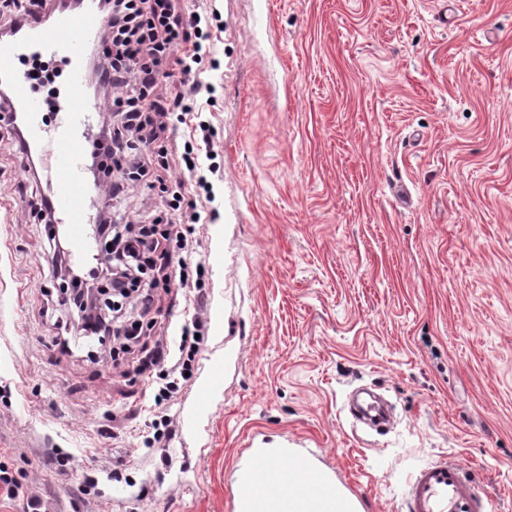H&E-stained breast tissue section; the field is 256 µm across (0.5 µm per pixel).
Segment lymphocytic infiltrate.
<instances>
[{
    "label": "lymphocytic infiltrate",
    "mask_w": 512,
    "mask_h": 512,
    "mask_svg": "<svg viewBox=\"0 0 512 512\" xmlns=\"http://www.w3.org/2000/svg\"><path fill=\"white\" fill-rule=\"evenodd\" d=\"M107 26L101 48L88 54L89 86L94 91L111 90L113 131L103 132L94 141L91 165L98 173L119 172L108 184L111 197H118L127 182L157 176L170 169L166 143L178 126L201 128V94H214V85H202L193 66L202 59V50L211 33L204 29L200 13L183 14L175 0H99ZM178 71H170L169 60ZM182 193L167 201L166 230L130 234L102 217L97 227L101 240L113 241L114 255L104 276L112 291V311L103 313L92 296V283L72 274L65 290L72 300L83 335L97 339L113 337L118 345L112 358L128 352L141 330L139 321L116 325L113 316L121 312L131 294H138L142 311H149L153 293L149 287L154 271V253L177 255L181 277H188L192 265L184 239L173 238L169 227L181 213Z\"/></svg>",
    "instance_id": "obj_1"
}]
</instances>
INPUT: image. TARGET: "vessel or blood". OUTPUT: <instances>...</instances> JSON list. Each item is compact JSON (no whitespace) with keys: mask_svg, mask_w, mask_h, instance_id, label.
<instances>
[{"mask_svg":"<svg viewBox=\"0 0 512 512\" xmlns=\"http://www.w3.org/2000/svg\"><path fill=\"white\" fill-rule=\"evenodd\" d=\"M106 19L97 0H75L51 18L25 16L10 36L0 39V84L13 92L8 113L22 127L31 152L50 150L49 188L39 200L50 223L66 231L70 253L82 261L91 252L89 226L93 223V198L89 193L83 140L104 111L87 92L85 61L90 46L100 43ZM57 59L66 70V88L55 105L56 122L47 125L45 103L38 96L28 70L21 68L31 56ZM284 459L270 455L244 470L233 492L237 508L261 499L272 486L282 494H314L326 502L338 497L335 485L309 460H299L306 474L303 486L280 483L278 468ZM407 512H493V499L476 485L471 467L457 459H440L414 472L408 483Z\"/></svg>","mask_w":512,"mask_h":512,"instance_id":"1","label":"vessel or blood"}]
</instances>
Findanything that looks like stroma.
Instances as JSON below:
<instances>
[{"label": "stroma", "mask_w": 512, "mask_h": 512, "mask_svg": "<svg viewBox=\"0 0 512 512\" xmlns=\"http://www.w3.org/2000/svg\"><path fill=\"white\" fill-rule=\"evenodd\" d=\"M180 4L221 14L197 66L216 200L178 227L202 301L170 267L119 364L105 345L60 354L74 321L45 296L36 186L0 128V464L48 512H234L240 467L283 448L360 512H403L409 476L448 456L512 512V0ZM165 199L131 187L112 219L151 223ZM196 315L193 376L156 405L143 352L176 363ZM360 387L390 403L387 433L351 418ZM161 413L162 449L144 442Z\"/></svg>", "instance_id": "1"}]
</instances>
